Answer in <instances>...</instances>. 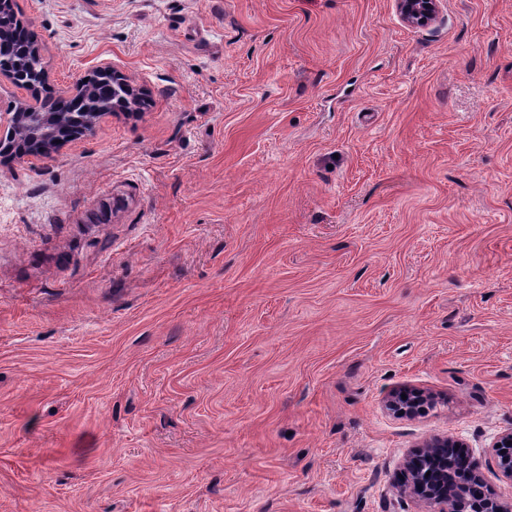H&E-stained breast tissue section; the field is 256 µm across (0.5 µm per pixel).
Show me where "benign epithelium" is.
<instances>
[{
	"label": "benign epithelium",
	"mask_w": 512,
	"mask_h": 512,
	"mask_svg": "<svg viewBox=\"0 0 512 512\" xmlns=\"http://www.w3.org/2000/svg\"><path fill=\"white\" fill-rule=\"evenodd\" d=\"M396 10L401 20L411 26H425L432 23L438 17L441 8V0H395ZM30 64V77L21 78V75L9 68L0 67V78H5L12 84L26 90L28 99L22 101L7 113L6 123L8 131L6 135L0 134V157L14 158L23 155L37 154L49 156L57 146V140L61 136L57 133L59 116L51 112L41 111V93L46 88L47 76L41 63L38 47H33ZM97 80H110L122 86L125 90V99L137 104L144 97L141 89L134 88L120 74L108 66L98 68L88 76V80L82 79L73 84L68 99H85L93 92V83ZM111 114V110L105 106H99L95 110L85 114L80 131L90 132L97 122L104 116ZM28 130V138L21 140L16 137L20 128ZM422 395L418 392H408L406 397L396 396L390 402V408L398 414L415 415L420 412ZM498 448L496 463L499 470L507 478L512 480V429L503 433L495 442ZM433 448L417 452L409 457L406 462L408 469V484L405 491L420 501L425 502L429 512H448V488L454 492V512H472L469 508L467 497L468 482L458 476L455 465L448 460H443L439 479L432 482L424 481L419 472L431 459ZM479 512H512V505L503 504L493 493L488 492L483 499Z\"/></svg>",
	"instance_id": "7a95c632"
}]
</instances>
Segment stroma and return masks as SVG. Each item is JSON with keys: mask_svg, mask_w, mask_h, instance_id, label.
<instances>
[{"mask_svg": "<svg viewBox=\"0 0 512 512\" xmlns=\"http://www.w3.org/2000/svg\"><path fill=\"white\" fill-rule=\"evenodd\" d=\"M13 9L149 102L0 162V512H427L446 438L512 503V0ZM441 0H395L401 20L411 26H425L438 17ZM494 448H507L506 450L498 449L496 463L503 475L512 480V429L498 438Z\"/></svg>", "mask_w": 512, "mask_h": 512, "instance_id": "35a3bbf8", "label": "stroma"}]
</instances>
